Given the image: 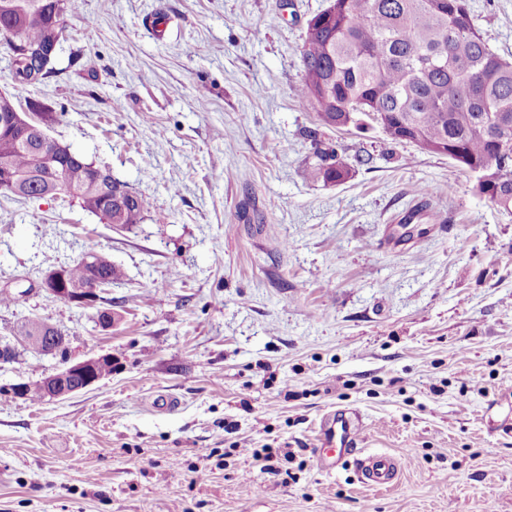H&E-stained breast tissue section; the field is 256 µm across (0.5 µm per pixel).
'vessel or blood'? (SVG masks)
I'll return each mask as SVG.
<instances>
[{"label":"vessel or blood","mask_w":512,"mask_h":512,"mask_svg":"<svg viewBox=\"0 0 512 512\" xmlns=\"http://www.w3.org/2000/svg\"><path fill=\"white\" fill-rule=\"evenodd\" d=\"M362 429V417L357 411L339 410L329 414L321 425L318 457L331 471L346 458H354L364 482L373 486L392 483L402 467L401 461L384 452L361 448Z\"/></svg>","instance_id":"b4317fda"}]
</instances>
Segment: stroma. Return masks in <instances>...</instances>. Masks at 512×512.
Returning <instances> with one entry per match:
<instances>
[{
	"mask_svg": "<svg viewBox=\"0 0 512 512\" xmlns=\"http://www.w3.org/2000/svg\"><path fill=\"white\" fill-rule=\"evenodd\" d=\"M468 3L512 59V0ZM326 5L80 0L28 87L0 49V93L43 103L52 138L150 202L118 231L0 195V338L38 318L76 358L116 361L63 400L0 394V512H512V214L447 156L299 104L306 24ZM313 130L344 181L309 178ZM92 250L125 272L107 331L38 287ZM58 364L19 348L0 385ZM337 408L362 415L365 448L405 458L394 485L321 469Z\"/></svg>",
	"mask_w": 512,
	"mask_h": 512,
	"instance_id": "1",
	"label": "stroma"
}]
</instances>
